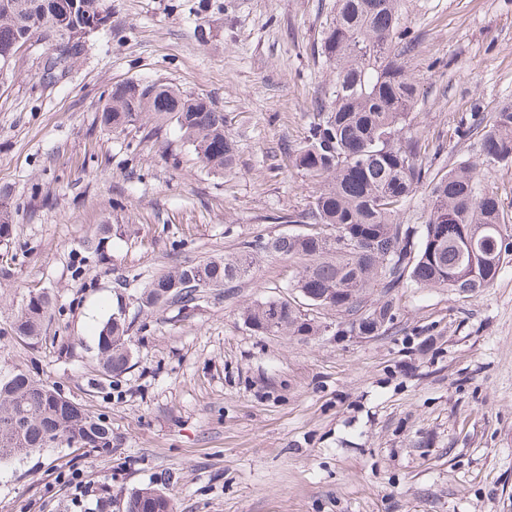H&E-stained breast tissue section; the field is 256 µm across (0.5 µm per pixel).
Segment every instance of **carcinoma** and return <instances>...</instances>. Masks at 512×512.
<instances>
[{"label": "carcinoma", "mask_w": 512, "mask_h": 512, "mask_svg": "<svg viewBox=\"0 0 512 512\" xmlns=\"http://www.w3.org/2000/svg\"><path fill=\"white\" fill-rule=\"evenodd\" d=\"M109 19L106 0H0V62L20 43H46L50 53L42 61V77L55 83L87 55L91 36ZM410 44L401 0H336L316 43L332 79L291 155L292 166L317 190L286 222L315 231L184 260L145 285L140 309L156 307L162 297L189 302L202 288L250 280L259 252L298 260L290 288L309 305L343 315L338 335L386 333L394 325L391 295L410 284L458 295L492 287L512 254V221L468 160L431 172L428 146L414 123L420 82L405 61ZM98 119L109 132L145 126L149 138L173 126L211 173L236 166L224 113L209 98L173 84L138 79L117 85ZM475 135L487 164L512 163V108L484 113L458 129L461 140ZM421 189L428 197L425 220L405 224L401 215ZM13 230L9 196L0 194V241L10 240ZM373 288L382 289L386 301L368 308L366 295ZM51 306L44 291L29 296L12 324L14 335L40 336ZM243 319L262 335L309 337L324 331L281 298L246 307ZM129 331L120 311L99 330L97 357L110 375L129 369ZM59 445L110 452L112 429L22 371L0 376V466ZM125 512H174V505L147 487L129 494Z\"/></svg>", "instance_id": "1"}]
</instances>
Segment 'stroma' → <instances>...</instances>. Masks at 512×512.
Returning a JSON list of instances; mask_svg holds the SVG:
<instances>
[{
    "instance_id": "1",
    "label": "stroma",
    "mask_w": 512,
    "mask_h": 512,
    "mask_svg": "<svg viewBox=\"0 0 512 512\" xmlns=\"http://www.w3.org/2000/svg\"><path fill=\"white\" fill-rule=\"evenodd\" d=\"M335 0H110L109 25L61 81L46 45L0 87V375L23 371L112 428V450L46 451L0 469V512H123L152 487L175 512H512V257L459 297L408 286L381 336H336L341 316L298 300L323 335L268 336L245 307L291 297L298 265L264 254L253 279L188 306L140 311L186 259L298 232L282 215L314 184L288 163L328 78L314 45ZM421 80L416 126L433 172L477 165L512 216V166L485 164L457 128L512 107V0H402ZM159 79L210 97L238 164L211 174L175 130H102L116 84ZM52 297L33 340L12 323ZM133 322L130 368L102 375L101 323Z\"/></svg>"
}]
</instances>
